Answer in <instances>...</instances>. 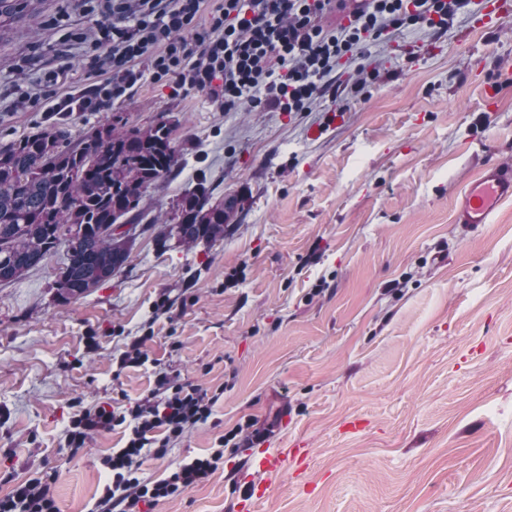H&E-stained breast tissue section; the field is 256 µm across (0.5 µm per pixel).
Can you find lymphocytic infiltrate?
I'll return each instance as SVG.
<instances>
[{
	"mask_svg": "<svg viewBox=\"0 0 512 512\" xmlns=\"http://www.w3.org/2000/svg\"><path fill=\"white\" fill-rule=\"evenodd\" d=\"M91 0L97 40L82 66L99 80L77 95H57L59 73L45 71L43 95L19 93L18 106L49 104L59 115L107 112L128 98L144 80L169 85L173 93L194 90L220 100L225 111L243 105L272 106L282 112L310 111L337 82L342 69L356 78L343 85L357 96L380 78L372 67V48L381 36L404 23L423 24L442 33L466 15L472 0H364L348 22L329 26L325 18L335 0ZM216 396L193 383H179L158 372L155 387L129 413L108 402L79 410L65 442L82 451L93 435L121 430L122 448L102 460L112 474L95 512H140L183 494L224 463L229 437H219L210 453L185 461L166 478L140 476L147 458H162L190 428L206 423ZM54 475L15 483L0 497V512H58Z\"/></svg>",
	"mask_w": 512,
	"mask_h": 512,
	"instance_id": "lymphocytic-infiltrate-1",
	"label": "lymphocytic infiltrate"
}]
</instances>
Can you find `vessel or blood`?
<instances>
[{
    "label": "vessel or blood",
    "instance_id": "1",
    "mask_svg": "<svg viewBox=\"0 0 512 512\" xmlns=\"http://www.w3.org/2000/svg\"><path fill=\"white\" fill-rule=\"evenodd\" d=\"M512 200V166L486 164L472 180L458 206L455 221L473 231L491 223L501 205Z\"/></svg>",
    "mask_w": 512,
    "mask_h": 512
}]
</instances>
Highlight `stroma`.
<instances>
[{
  "instance_id": "obj_1",
  "label": "stroma",
  "mask_w": 512,
  "mask_h": 512,
  "mask_svg": "<svg viewBox=\"0 0 512 512\" xmlns=\"http://www.w3.org/2000/svg\"><path fill=\"white\" fill-rule=\"evenodd\" d=\"M11 2L0 142L170 115L182 159L145 208L168 211L200 186L241 208L213 244L144 228L123 271L76 299L52 286L58 253L0 286V496L52 473L59 512H93L101 459L121 435L71 453L75 408L126 410L163 369L219 399L144 463V479L247 423L266 436L227 445L223 468L151 512H237L248 462L269 454L287 463L254 512H512V201L481 231L454 222L485 162L512 163V14L483 28L474 11L439 36L416 24L380 39V82L345 99L340 118L328 97L309 112H227L149 80L110 111L61 116L18 110L11 91L39 92L50 61L65 70L61 91L96 83L79 64L85 45L61 46L51 24L65 11L87 30L84 6ZM164 294L174 305L154 315ZM145 335L147 362L121 367L125 343Z\"/></svg>"
}]
</instances>
